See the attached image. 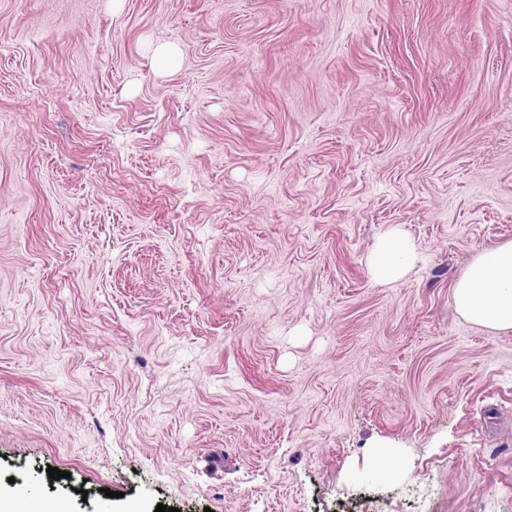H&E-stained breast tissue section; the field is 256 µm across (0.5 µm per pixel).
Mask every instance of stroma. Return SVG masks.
Masks as SVG:
<instances>
[{
	"mask_svg": "<svg viewBox=\"0 0 512 512\" xmlns=\"http://www.w3.org/2000/svg\"><path fill=\"white\" fill-rule=\"evenodd\" d=\"M505 241L512 0H0V512H512ZM416 257L415 241L399 226H392L378 238L368 258V271L377 283H395L407 274ZM459 313L497 330H512V242L479 253L454 287Z\"/></svg>",
	"mask_w": 512,
	"mask_h": 512,
	"instance_id": "obj_1",
	"label": "stroma"
}]
</instances>
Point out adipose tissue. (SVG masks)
I'll use <instances>...</instances> for the list:
<instances>
[{"label": "adipose tissue", "instance_id": "1", "mask_svg": "<svg viewBox=\"0 0 512 512\" xmlns=\"http://www.w3.org/2000/svg\"><path fill=\"white\" fill-rule=\"evenodd\" d=\"M417 257L415 241L400 227L380 236L368 258V271L380 284L401 280ZM459 313L497 330H512V242L479 253L454 287Z\"/></svg>", "mask_w": 512, "mask_h": 512}]
</instances>
